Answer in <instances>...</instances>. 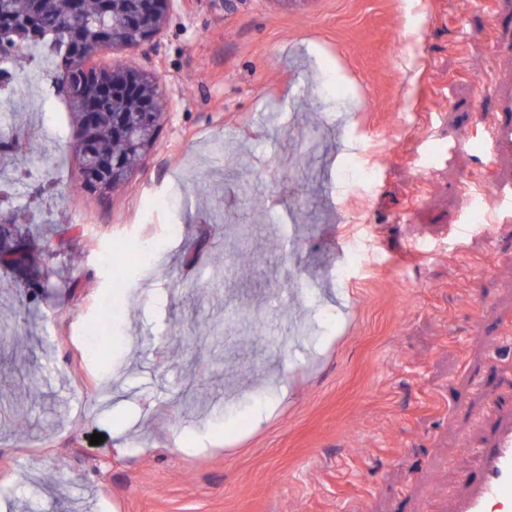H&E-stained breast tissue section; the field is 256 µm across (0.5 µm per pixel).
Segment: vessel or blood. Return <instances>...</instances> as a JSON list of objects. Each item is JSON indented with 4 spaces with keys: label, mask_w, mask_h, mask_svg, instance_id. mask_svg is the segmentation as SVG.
<instances>
[{
    "label": "vessel or blood",
    "mask_w": 512,
    "mask_h": 512,
    "mask_svg": "<svg viewBox=\"0 0 512 512\" xmlns=\"http://www.w3.org/2000/svg\"><path fill=\"white\" fill-rule=\"evenodd\" d=\"M496 149L512 150V120L486 128ZM472 459L480 476L456 512H512V429L499 435L495 447L476 450Z\"/></svg>",
    "instance_id": "1"
}]
</instances>
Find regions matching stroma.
<instances>
[{"mask_svg":"<svg viewBox=\"0 0 512 512\" xmlns=\"http://www.w3.org/2000/svg\"><path fill=\"white\" fill-rule=\"evenodd\" d=\"M92 63L157 70L168 112L102 197L15 62L0 132L44 176L0 205L38 253L0 268V512H454L469 449L512 427V201L476 193L512 185L481 134L512 95V0H173ZM118 239L154 249L120 283ZM291 280L316 303H277ZM108 300L105 364L81 339Z\"/></svg>","mask_w":512,"mask_h":512,"instance_id":"stroma-1","label":"stroma"}]
</instances>
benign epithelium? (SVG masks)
I'll list each match as a JSON object with an SVG mask.
<instances>
[{
	"instance_id": "benign-epithelium-1",
	"label": "benign epithelium",
	"mask_w": 512,
	"mask_h": 512,
	"mask_svg": "<svg viewBox=\"0 0 512 512\" xmlns=\"http://www.w3.org/2000/svg\"><path fill=\"white\" fill-rule=\"evenodd\" d=\"M133 0H98L102 18L112 20L90 30L76 29L73 39L76 54L74 66L87 69V48L99 52L134 50L145 40L160 33L165 27L172 0H141L143 9L138 15H129ZM91 88L86 108L75 114L72 147L77 155L93 154L100 126L112 124L116 135L134 140V148L127 155L112 159V165L101 166L102 173L112 172V184L128 180L143 162L154 133L166 114L167 100L164 84L159 75L126 65H115L97 74H83ZM112 98V111L100 112L101 98Z\"/></svg>"
}]
</instances>
